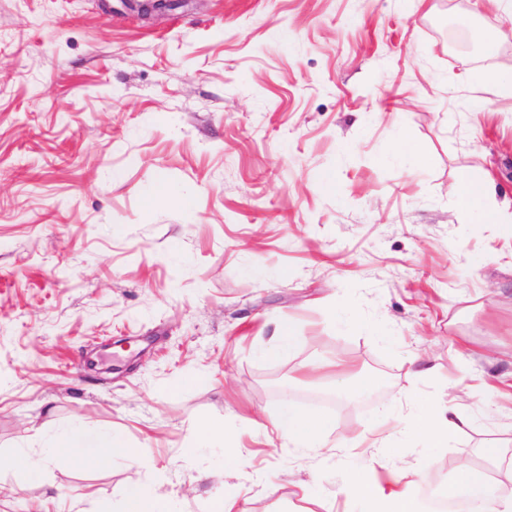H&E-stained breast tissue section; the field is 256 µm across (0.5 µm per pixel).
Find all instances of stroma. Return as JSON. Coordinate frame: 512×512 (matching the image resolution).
I'll list each match as a JSON object with an SVG mask.
<instances>
[{
	"label": "stroma",
	"instance_id": "35a3bbf8",
	"mask_svg": "<svg viewBox=\"0 0 512 512\" xmlns=\"http://www.w3.org/2000/svg\"><path fill=\"white\" fill-rule=\"evenodd\" d=\"M512 0H0V454L88 422L150 465L0 470V512L48 498L115 512L147 487L173 512H356L347 470L382 476L384 411L457 390L475 424L400 450L417 491L512 439V237L456 210L512 199ZM421 163L394 154L398 138ZM192 209L152 205L158 184ZM120 232H113V225ZM290 352L265 355L277 324ZM467 339L476 354L460 355ZM430 371L414 376L412 358ZM345 359L371 389L308 380ZM324 418L312 457L268 429ZM208 424L219 437L198 440ZM234 440L246 463L227 467ZM196 449L194 458L183 449ZM309 483V499L295 484ZM452 198L457 210L479 215L483 223L500 224L506 234L512 236V210L508 205H498L493 199L490 179L480 184L464 181L452 189Z\"/></svg>",
	"mask_w": 512,
	"mask_h": 512
}]
</instances>
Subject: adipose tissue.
<instances>
[{"instance_id": "1", "label": "adipose tissue", "mask_w": 512, "mask_h": 512, "mask_svg": "<svg viewBox=\"0 0 512 512\" xmlns=\"http://www.w3.org/2000/svg\"><path fill=\"white\" fill-rule=\"evenodd\" d=\"M457 210L479 215L482 222L500 225L504 233L512 235V207L497 204L493 199L491 180L474 184L464 181L452 189ZM274 427L289 447L303 453H320L325 446L320 418L309 415L300 407L286 405L274 420ZM472 419L461 408L457 396H449L446 405L432 417L408 418L399 421L387 436L389 443H397L400 435L415 430L436 446L448 442L465 428ZM486 467L461 462L452 481V492L466 500L469 512H512V498L500 495L496 483L488 480L487 466H499L500 449H485ZM118 459L148 461L147 449L129 446L121 436L87 425L42 432L32 447L19 448L8 456H0V467L9 466L23 471L29 480L36 481L51 466L98 468L111 465ZM388 477L378 481L367 473L351 472L338 490L339 496L359 500L369 512H423V506L413 494L412 482L405 479V460L402 454H393L386 464Z\"/></svg>"}]
</instances>
